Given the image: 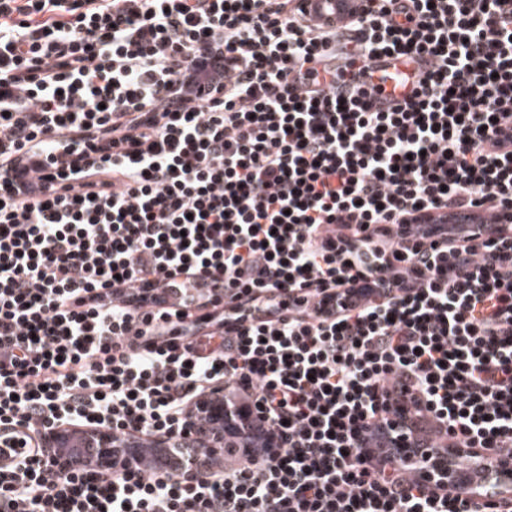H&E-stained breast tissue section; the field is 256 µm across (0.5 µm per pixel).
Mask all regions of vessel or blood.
<instances>
[{"instance_id": "1", "label": "vessel or blood", "mask_w": 512, "mask_h": 512, "mask_svg": "<svg viewBox=\"0 0 512 512\" xmlns=\"http://www.w3.org/2000/svg\"><path fill=\"white\" fill-rule=\"evenodd\" d=\"M308 19L311 27L326 29H346L357 20L361 12V0H307ZM433 58L419 56L412 60L395 59L381 56L369 63L371 81L380 86V93L371 98L375 111H386L389 106L410 94L419 73L433 68ZM231 72L224 60L223 53L216 52L203 57L181 78V85L186 99L197 103L206 101L212 86L227 83ZM500 219L497 208L485 205L482 207H451L439 210L434 219L438 226V238L451 242L462 243L469 240L477 227L483 224H495ZM80 466L95 464L93 451L88 448L86 437L80 429H73L69 445L66 449ZM139 457L144 470L155 473L164 469L175 468L176 463L168 449L162 448L151 440L140 442Z\"/></svg>"}]
</instances>
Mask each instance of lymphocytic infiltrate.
I'll return each mask as SVG.
<instances>
[{"label": "lymphocytic infiltrate", "mask_w": 512, "mask_h": 512, "mask_svg": "<svg viewBox=\"0 0 512 512\" xmlns=\"http://www.w3.org/2000/svg\"><path fill=\"white\" fill-rule=\"evenodd\" d=\"M366 2L345 35L294 0H0V427L246 414L167 475L0 465V512H512L403 461L512 457V227L408 222L512 214V0ZM215 50L229 85L182 106ZM380 54L437 62L387 112ZM431 224L437 225L440 230L433 238L448 239V242L463 243L469 240L476 228L481 224L482 237L494 238L497 233V224L500 219V212L497 208L485 205L482 207H450L439 210ZM205 414L210 417V431L207 436L197 442L195 446L204 451L206 448H220L224 445V399L223 397H212L206 400L204 405Z\"/></svg>", "instance_id": "obj_1"}]
</instances>
